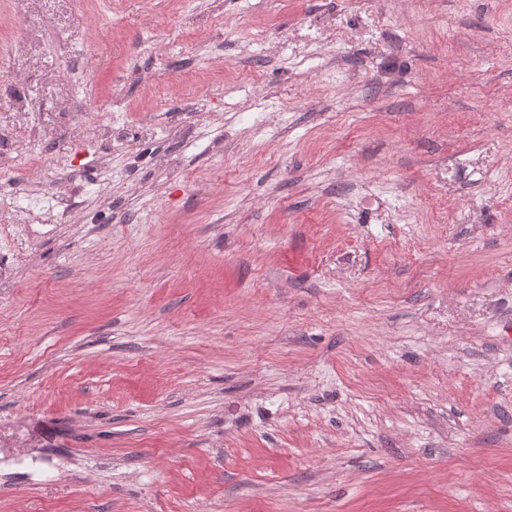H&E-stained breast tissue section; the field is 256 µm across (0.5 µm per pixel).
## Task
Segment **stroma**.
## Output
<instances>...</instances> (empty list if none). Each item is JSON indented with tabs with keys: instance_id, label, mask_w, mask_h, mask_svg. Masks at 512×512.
<instances>
[{
	"instance_id": "stroma-1",
	"label": "stroma",
	"mask_w": 512,
	"mask_h": 512,
	"mask_svg": "<svg viewBox=\"0 0 512 512\" xmlns=\"http://www.w3.org/2000/svg\"><path fill=\"white\" fill-rule=\"evenodd\" d=\"M0 512H512V0H0Z\"/></svg>"
}]
</instances>
